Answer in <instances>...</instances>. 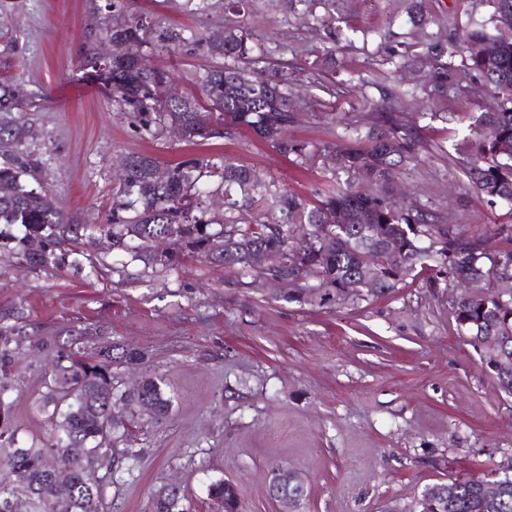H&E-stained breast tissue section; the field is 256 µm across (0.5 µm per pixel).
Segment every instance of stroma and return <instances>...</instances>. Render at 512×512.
Returning a JSON list of instances; mask_svg holds the SVG:
<instances>
[{
    "instance_id": "obj_1",
    "label": "stroma",
    "mask_w": 512,
    "mask_h": 512,
    "mask_svg": "<svg viewBox=\"0 0 512 512\" xmlns=\"http://www.w3.org/2000/svg\"><path fill=\"white\" fill-rule=\"evenodd\" d=\"M422 9L418 29L400 0H329L315 7L328 16L322 29L290 0H249L244 21L272 68L294 80L293 139L347 146L349 126L390 106L389 89L406 90L400 106L416 132V159L398 192L406 203L447 211L449 222L495 248L512 209L471 191L456 151L487 109L486 90L470 75L430 104L435 61L426 47L439 45L458 67L460 37L472 23L494 35L512 31L491 0H422ZM131 13L147 16L164 39L150 62L171 69L184 95L213 63L206 36L236 21L224 0H0V79L13 81L20 116L39 132L24 151L54 204L80 223H99L112 209L114 170L135 151L165 162L223 154L312 198L321 171L296 167L251 133L198 146L168 133L152 139L115 110L83 60L114 17ZM410 43L418 55L407 66L400 53ZM326 46L336 58L329 72L313 66ZM95 262L89 278L67 267L30 271L1 250L0 322L18 332L8 382L22 440L53 433L34 401L47 364L72 335L89 353L111 347L120 426L104 512H152L154 490L172 482L185 512H216L208 486L218 479L237 486L242 512H279L267 489L278 466L307 482L300 512H380L429 484L512 470V395L457 334L447 290L429 287L426 275L340 307L289 300L278 284H233L195 256L147 269L119 259L103 236ZM126 350L145 352L147 367L125 363ZM149 372L164 379L172 400L159 420L128 399Z\"/></svg>"
}]
</instances>
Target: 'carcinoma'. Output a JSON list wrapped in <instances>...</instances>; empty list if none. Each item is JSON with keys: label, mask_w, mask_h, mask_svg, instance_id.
Wrapping results in <instances>:
<instances>
[{"label": "carcinoma", "mask_w": 512, "mask_h": 512, "mask_svg": "<svg viewBox=\"0 0 512 512\" xmlns=\"http://www.w3.org/2000/svg\"><path fill=\"white\" fill-rule=\"evenodd\" d=\"M226 32L223 40L208 41L218 62L195 77L202 98L192 94L173 100L166 91L171 71L140 64L149 54L146 18L117 15L101 33L125 45L124 54L112 60V75L105 78L116 109L153 138L173 124L183 127V138L192 144L247 130L295 165L323 168L325 181L314 190L316 204L227 156L165 163L133 152L125 156L126 172L113 196L112 214L98 231L112 240V248L146 268L173 267L187 252L224 267L237 283L249 287H260L272 277L258 268L259 252L277 249L283 257L278 274L301 280L290 298L311 304L333 301L353 307L379 298L429 262L435 271L430 286L439 280L447 288L457 281L472 285L468 297H451L455 330L478 347L495 342L501 365L493 379L512 394V287L501 286L512 279V224L497 228L502 246L489 252L486 239L464 235L443 214L396 200L393 185L415 159L416 146L415 134L398 112H375L370 121L352 127V143L345 148L289 138L295 114L288 74L261 67L265 52L245 26ZM463 43L467 63L461 71L442 63V53L435 54L427 95L445 96L463 73L482 79L496 107L470 125L464 174L487 202L512 203V152L500 149L505 142L512 144V42L475 29L464 35ZM17 103L14 89L1 81L0 112L11 111ZM35 135L29 125L0 121L1 146L17 149ZM30 177L31 163L18 154L0 165V249L31 270L51 264L94 273V237L87 234V225L75 223L61 209H47L46 190L32 186ZM214 194L224 197L219 220L208 217L207 198ZM15 226L23 229L22 236L13 233ZM326 234L333 236L332 247H314ZM245 241L253 248L244 249ZM369 258L374 277L360 292L345 294L346 284L362 275ZM14 332L15 327L0 324V361L6 364L13 358L9 345ZM163 386L162 379L149 374L132 400L162 418L171 406ZM10 391L11 385L0 379V506L22 496L29 499L30 512H101L103 477L85 479L84 461L69 449L91 453L112 446L119 424L111 412L110 351L89 356L78 348L57 356L41 397V407L52 408V441L17 442ZM51 460L71 468L67 497L55 494ZM454 484L456 496L442 504L428 507L419 495L407 507L391 502L382 512H512V474L469 476ZM181 497L160 488L152 502L160 512H182Z\"/></svg>", "instance_id": "obj_1"}]
</instances>
